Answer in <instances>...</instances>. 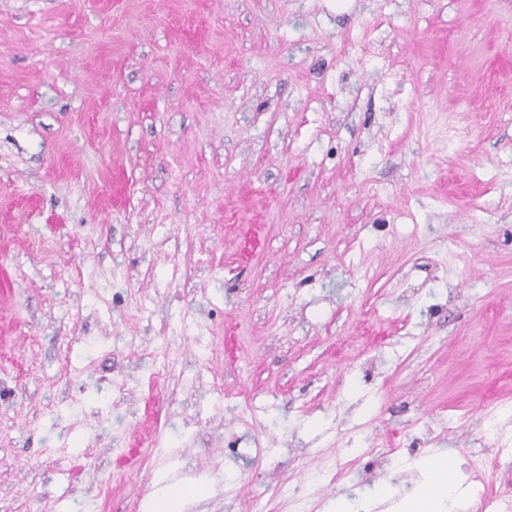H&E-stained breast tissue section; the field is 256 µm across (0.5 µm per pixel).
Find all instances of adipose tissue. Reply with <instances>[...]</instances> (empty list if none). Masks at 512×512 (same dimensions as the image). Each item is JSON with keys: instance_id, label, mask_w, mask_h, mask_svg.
<instances>
[{"instance_id": "ef3b65f1", "label": "adipose tissue", "mask_w": 512, "mask_h": 512, "mask_svg": "<svg viewBox=\"0 0 512 512\" xmlns=\"http://www.w3.org/2000/svg\"><path fill=\"white\" fill-rule=\"evenodd\" d=\"M425 482L421 497L416 501L394 502L388 512H459L463 499L458 487L448 480V464L433 457L422 464Z\"/></svg>"}]
</instances>
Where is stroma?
Listing matches in <instances>:
<instances>
[{
  "instance_id": "1",
  "label": "stroma",
  "mask_w": 512,
  "mask_h": 512,
  "mask_svg": "<svg viewBox=\"0 0 512 512\" xmlns=\"http://www.w3.org/2000/svg\"><path fill=\"white\" fill-rule=\"evenodd\" d=\"M494 398L512 0H0V512H256L337 461L310 512H382L442 449L495 491ZM187 505L185 494H164L155 497L148 509L149 512H183Z\"/></svg>"
}]
</instances>
